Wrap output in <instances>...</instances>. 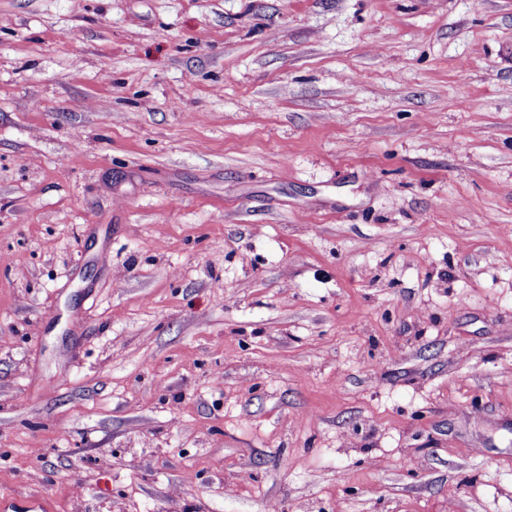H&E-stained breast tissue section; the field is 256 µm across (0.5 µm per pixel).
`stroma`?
<instances>
[{
    "label": "stroma",
    "mask_w": 512,
    "mask_h": 512,
    "mask_svg": "<svg viewBox=\"0 0 512 512\" xmlns=\"http://www.w3.org/2000/svg\"><path fill=\"white\" fill-rule=\"evenodd\" d=\"M30 497L512 512V0H0Z\"/></svg>",
    "instance_id": "35a3bbf8"
}]
</instances>
